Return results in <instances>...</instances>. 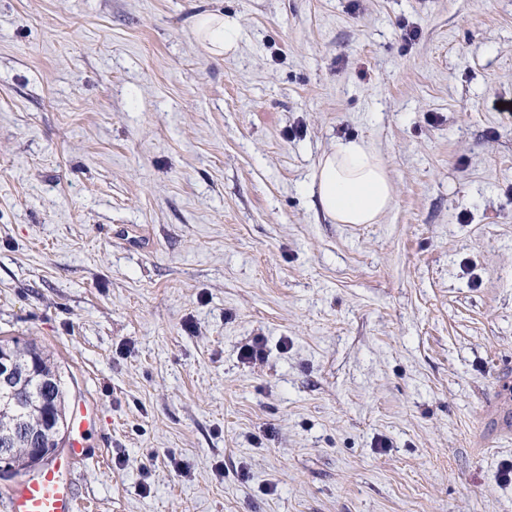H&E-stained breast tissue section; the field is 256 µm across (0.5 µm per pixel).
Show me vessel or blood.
<instances>
[{"label": "vessel or blood", "mask_w": 512, "mask_h": 512, "mask_svg": "<svg viewBox=\"0 0 512 512\" xmlns=\"http://www.w3.org/2000/svg\"><path fill=\"white\" fill-rule=\"evenodd\" d=\"M86 456L81 441H72L38 477L13 492L11 512H80L68 475L74 464Z\"/></svg>", "instance_id": "obj_1"}]
</instances>
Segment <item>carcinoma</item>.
<instances>
[{
    "label": "carcinoma",
    "mask_w": 512,
    "mask_h": 512,
    "mask_svg": "<svg viewBox=\"0 0 512 512\" xmlns=\"http://www.w3.org/2000/svg\"><path fill=\"white\" fill-rule=\"evenodd\" d=\"M1 344L11 349L17 365L19 386L15 399L19 407L16 413L0 417V448L14 449L17 460L22 461L29 436L41 426L43 419L41 413L31 409V405L48 401L52 395L46 385L32 377L33 368L48 374L58 370V366L34 345H22L16 340L10 343L0 340Z\"/></svg>",
    "instance_id": "1"
}]
</instances>
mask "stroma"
Returning a JSON list of instances; mask_svg holds the SVG:
<instances>
[{"mask_svg": "<svg viewBox=\"0 0 512 512\" xmlns=\"http://www.w3.org/2000/svg\"><path fill=\"white\" fill-rule=\"evenodd\" d=\"M0 338L90 512H512V0H0ZM199 38L212 54L222 55L224 49L232 43L230 33L224 27V16L215 12H206L195 20ZM313 186L321 211L336 224L378 223L393 202L386 167L359 140L337 141L320 159Z\"/></svg>", "mask_w": 512, "mask_h": 512, "instance_id": "stroma-1", "label": "stroma"}]
</instances>
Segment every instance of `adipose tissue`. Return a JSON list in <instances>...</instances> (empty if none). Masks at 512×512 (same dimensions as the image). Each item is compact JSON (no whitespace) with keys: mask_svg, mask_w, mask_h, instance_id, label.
Segmentation results:
<instances>
[{"mask_svg":"<svg viewBox=\"0 0 512 512\" xmlns=\"http://www.w3.org/2000/svg\"><path fill=\"white\" fill-rule=\"evenodd\" d=\"M313 185L321 211L336 224L378 223L393 202L384 164L359 140L337 141L320 159Z\"/></svg>","mask_w":512,"mask_h":512,"instance_id":"1","label":"adipose tissue"}]
</instances>
